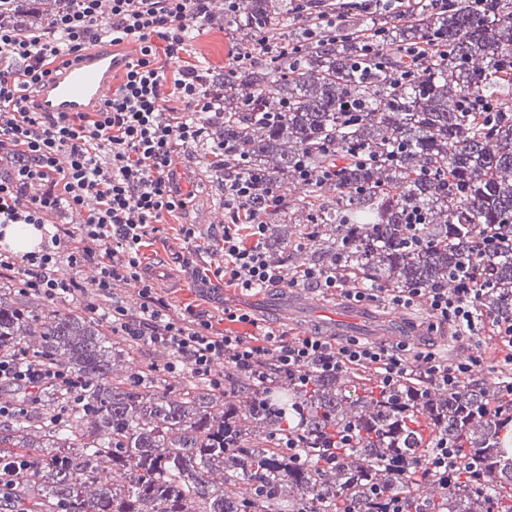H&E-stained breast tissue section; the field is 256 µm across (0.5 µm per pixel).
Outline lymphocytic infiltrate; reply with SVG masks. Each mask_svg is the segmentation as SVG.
Here are the masks:
<instances>
[{
  "mask_svg": "<svg viewBox=\"0 0 512 512\" xmlns=\"http://www.w3.org/2000/svg\"><path fill=\"white\" fill-rule=\"evenodd\" d=\"M213 0H29L20 12L0 8V224L50 226L54 232L40 250L15 256L0 248V276L13 278L20 293L54 301L81 293L76 272L90 267L94 296L88 315L98 314L99 298L110 302L113 335L170 351L164 369L188 372L215 392L224 361L265 394L304 388L315 375L345 372L372 376L381 392L415 380L429 387L458 390L475 367L492 361L512 367V322L480 313L481 275L467 268L454 288H361L345 266L287 270L270 260L266 220L254 208L266 184L262 171H244L226 161L222 193L230 222L222 228L224 264L216 271L243 293L288 283L353 304L380 301L389 307L421 309L429 330L453 327L456 336H486L496 343L491 358L478 355L451 361L434 352L411 350L398 342L376 344L320 335L292 338L258 327L251 312L224 309L172 312L152 282L142 276L141 250L164 215L184 209L192 190L176 182L178 152L206 151L223 159L224 140L214 136L224 118L219 107L224 87L209 79L202 63L184 65L167 83L161 58L185 51L193 33L223 25ZM138 41L140 56L127 65L119 87L97 112H41L34 93L62 57L100 44ZM103 247L95 255L87 242ZM135 282L137 310L113 291L115 282ZM249 324L240 334L221 330L217 319ZM62 399L56 417L64 419L85 401L86 385L52 358L30 356L20 345L0 349V417L34 412L44 389ZM23 399H15V390Z\"/></svg>",
  "mask_w": 512,
  "mask_h": 512,
  "instance_id": "1",
  "label": "lymphocytic infiltrate"
}]
</instances>
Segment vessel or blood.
Listing matches in <instances>:
<instances>
[{"mask_svg": "<svg viewBox=\"0 0 512 512\" xmlns=\"http://www.w3.org/2000/svg\"><path fill=\"white\" fill-rule=\"evenodd\" d=\"M125 56L113 46H103L85 59L60 66L45 77L35 91L40 111L95 112L112 88L114 71L122 69Z\"/></svg>", "mask_w": 512, "mask_h": 512, "instance_id": "obj_1", "label": "vessel or blood"}]
</instances>
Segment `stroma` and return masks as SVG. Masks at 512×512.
Wrapping results in <instances>:
<instances>
[{
    "instance_id": "obj_1",
    "label": "stroma",
    "mask_w": 512,
    "mask_h": 512,
    "mask_svg": "<svg viewBox=\"0 0 512 512\" xmlns=\"http://www.w3.org/2000/svg\"><path fill=\"white\" fill-rule=\"evenodd\" d=\"M244 36L232 24L224 27L207 26L196 32L187 46L185 57L166 60L165 77L174 81L185 62L198 60L207 67L223 68L230 62L229 54ZM206 159L198 154H186L179 170L186 185L196 188L192 207L177 212L176 216H164L159 225L155 242L145 250L144 263L152 271L158 293L176 307L190 306L198 310L219 312L223 307H239L251 311L260 324L273 330H285L297 334L336 335L337 338L370 337L367 325L326 327L327 314H340L348 310V303L323 296L300 287L281 284L253 295H245L227 286L215 276L214 271L222 261L219 231L229 217L224 211L222 194L216 183L204 174ZM198 225L202 239L198 251L188 252L175 235L173 224ZM365 313L378 322H395L401 334L415 346H431L448 353L452 358L465 361L470 356L483 353L485 339L455 338L427 332L418 324L416 315L398 309H387L374 304L365 306ZM168 355L162 349L141 344L132 345L129 352L117 361L114 372L128 376L145 366L157 367L155 381L157 391L184 395L186 373H167L163 365Z\"/></svg>"
}]
</instances>
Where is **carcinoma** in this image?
I'll return each instance as SVG.
<instances>
[{
	"label": "carcinoma",
	"mask_w": 512,
	"mask_h": 512,
	"mask_svg": "<svg viewBox=\"0 0 512 512\" xmlns=\"http://www.w3.org/2000/svg\"><path fill=\"white\" fill-rule=\"evenodd\" d=\"M288 0H244L230 22L245 35H276L295 49L280 61L212 70L224 84V142L234 159L269 175L288 210L267 215L268 251L277 260L330 265L337 259L365 288L453 286L468 262L481 265V310L512 320V0H448L414 17L348 4L336 32H311ZM370 29L391 66L359 50ZM434 48L425 69L405 79V59ZM473 93L492 103L487 119L461 110ZM359 99L351 120L341 105ZM274 120L263 113L279 105ZM358 150L372 159L339 166L336 183H304ZM453 177L463 191L448 189ZM417 208L426 243L410 244L402 213ZM308 224V250L285 254L291 225ZM0 289V343L35 340L87 382L86 407L54 420V391L44 416L0 426V512L17 500L31 512H374L373 491L401 499L403 512H512V390L506 376L488 387L471 381L451 393L415 395L401 384L378 393L358 373L316 376L288 394L272 415L254 390L242 403L197 384L175 399L154 390L150 373L113 376L123 353L82 312L39 310ZM356 446L323 457L346 424ZM295 433L300 461L252 440ZM462 448L443 482L421 477L417 461L439 438ZM30 463L15 470L17 462ZM128 479L113 483L105 472Z\"/></svg>",
	"instance_id": "carcinoma-1"
}]
</instances>
